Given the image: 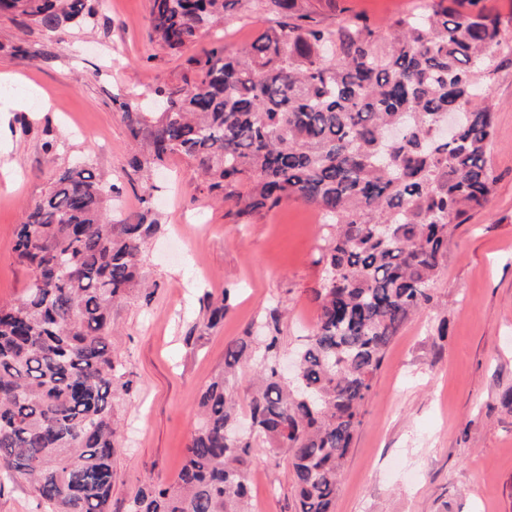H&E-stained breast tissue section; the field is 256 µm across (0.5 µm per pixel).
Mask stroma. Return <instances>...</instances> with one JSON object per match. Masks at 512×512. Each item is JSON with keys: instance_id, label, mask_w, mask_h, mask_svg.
<instances>
[{"instance_id": "obj_1", "label": "stroma", "mask_w": 512, "mask_h": 512, "mask_svg": "<svg viewBox=\"0 0 512 512\" xmlns=\"http://www.w3.org/2000/svg\"><path fill=\"white\" fill-rule=\"evenodd\" d=\"M326 24L347 15L385 30L421 0H301ZM151 0H102L90 24L59 33L55 59L10 51L50 38L0 18V302L25 296L31 273L13 252L26 206L48 190L55 167H93L111 178L117 216L140 209L143 181L128 165L135 145L115 99L149 92L179 72L185 56L212 44L246 46L273 17L230 11L184 54L149 38ZM492 93L499 103L489 162L491 201L448 241V262L429 307L390 344L373 380L364 423L343 467L333 512H512V63ZM55 141L54 154L44 144ZM189 166L169 158L154 177L161 227L142 266L145 293L113 307L112 346L136 392L122 411L124 448L114 461L112 512H125L149 478L172 479L185 462L201 390L224 367L226 345L284 312L280 342L292 353L310 334L330 234L319 211L290 201L247 221L228 205L191 194ZM231 290L224 323L197 344L192 326L205 295ZM254 512H294L285 457L257 451L248 469Z\"/></svg>"}]
</instances>
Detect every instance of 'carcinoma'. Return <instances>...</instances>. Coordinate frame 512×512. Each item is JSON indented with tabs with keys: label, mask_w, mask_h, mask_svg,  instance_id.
<instances>
[{
	"label": "carcinoma",
	"mask_w": 512,
	"mask_h": 512,
	"mask_svg": "<svg viewBox=\"0 0 512 512\" xmlns=\"http://www.w3.org/2000/svg\"><path fill=\"white\" fill-rule=\"evenodd\" d=\"M241 2L152 0L149 25L178 54ZM262 2L275 26L241 49L187 57L151 90L166 108L122 96L139 145L132 166L146 184L140 213L113 218L103 177L64 167L18 225L13 252L32 280L24 299L0 304V485L29 484L40 512H111L117 411L134 392L110 342L112 307L141 287L158 229L150 175L167 158L185 159L195 189L240 220L294 200L317 208L333 233L309 289L317 320L299 347L302 377L279 369L282 314L273 307L262 335L225 347L176 478L144 483L128 512H250L246 473L257 449L287 456L295 512H333L390 343L431 303L455 229L489 204L491 86L512 58V34L480 0L468 12L435 0L392 19L384 35L356 18L324 25L299 0ZM98 6L0 0V16L55 36ZM230 296L206 298L208 315L188 340L224 321ZM247 359L259 370L252 430L240 434L228 375Z\"/></svg>",
	"instance_id": "obj_1"
}]
</instances>
